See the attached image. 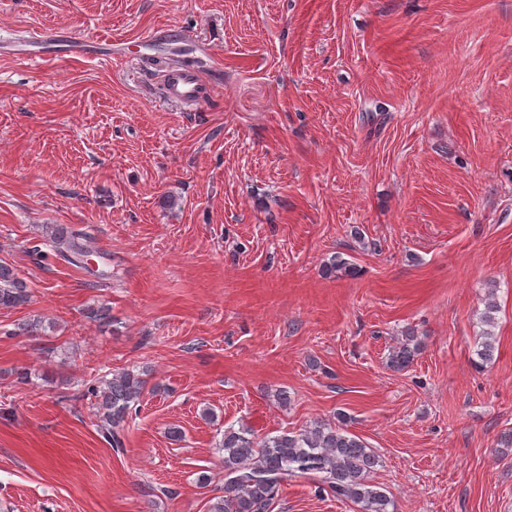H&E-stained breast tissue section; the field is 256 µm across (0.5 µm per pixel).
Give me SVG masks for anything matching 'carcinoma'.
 Masks as SVG:
<instances>
[{
    "instance_id": "obj_1",
    "label": "carcinoma",
    "mask_w": 512,
    "mask_h": 512,
    "mask_svg": "<svg viewBox=\"0 0 512 512\" xmlns=\"http://www.w3.org/2000/svg\"><path fill=\"white\" fill-rule=\"evenodd\" d=\"M50 249L63 260L86 264L89 257L87 233L58 225L51 236L37 240L32 254L46 257ZM330 275L353 276L354 264L334 255L325 264ZM30 291L24 278L10 264L0 262V307L13 308L29 302ZM481 321L487 326L480 336L477 356L489 361L496 338L492 328L498 310L494 291L484 300ZM423 349V341L408 329L401 342L390 352L388 368H408ZM147 379L130 369L112 373L87 384L84 395L94 399L100 418V431L111 447L124 446V423L140 406L146 393ZM348 417L337 413L336 421H317L297 431L258 438L247 426L224 429L217 450L224 469L222 493L208 500V512H269L280 490L291 481L304 480L313 485L315 494H329L347 501L358 512H395L391 494L373 478L381 465L380 456L358 435L348 429Z\"/></svg>"
}]
</instances>
